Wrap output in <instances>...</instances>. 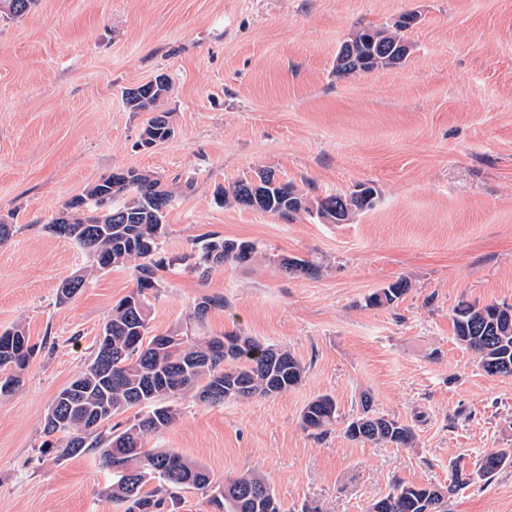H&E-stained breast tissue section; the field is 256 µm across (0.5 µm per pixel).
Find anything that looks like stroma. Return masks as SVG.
<instances>
[{"label":"stroma","instance_id":"obj_1","mask_svg":"<svg viewBox=\"0 0 512 512\" xmlns=\"http://www.w3.org/2000/svg\"><path fill=\"white\" fill-rule=\"evenodd\" d=\"M409 11L405 64L337 78L357 27ZM160 71L175 134L145 150L147 115L123 93ZM131 167L181 186L167 255L210 233L262 251L204 282L165 274L150 333L220 294L208 333L288 347L307 367L275 397L183 400L146 449H175L219 482L259 473L283 512H367L395 481L445 486L450 462L470 469L512 448V376L486 375L452 324L462 300L512 305V0H37L23 18L0 16V220L14 225L0 244V331L22 324L40 347L0 397V512H116L98 457L56 460L41 430L133 271L98 272L58 303L89 259L46 226L66 200ZM263 168L312 197L362 183L378 197L344 224L214 204L217 187ZM284 256L316 263L318 276L286 275ZM400 279L410 290L394 306L366 307ZM325 393L339 419L315 437L300 412ZM364 395L373 414L413 427L414 447L346 437ZM448 512H512V465L452 496Z\"/></svg>","mask_w":512,"mask_h":512}]
</instances>
